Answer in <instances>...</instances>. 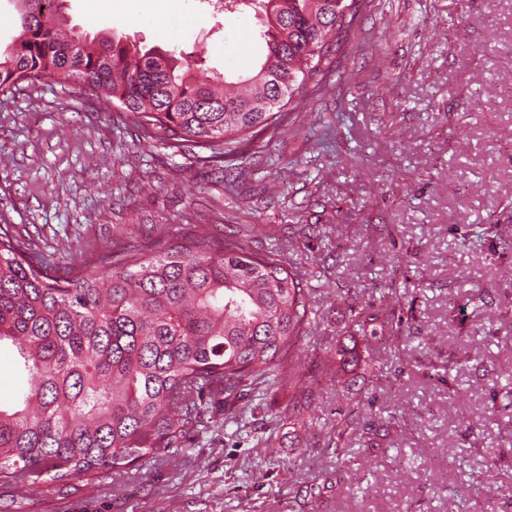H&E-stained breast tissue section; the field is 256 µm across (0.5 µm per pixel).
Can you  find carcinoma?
I'll use <instances>...</instances> for the list:
<instances>
[{"instance_id": "carcinoma-1", "label": "carcinoma", "mask_w": 512, "mask_h": 512, "mask_svg": "<svg viewBox=\"0 0 512 512\" xmlns=\"http://www.w3.org/2000/svg\"><path fill=\"white\" fill-rule=\"evenodd\" d=\"M21 32L0 52V98L32 77L75 82L127 112L178 151L209 152L232 167L238 145L278 129L281 110L324 77L354 35L366 0H250L263 16L261 59L232 91L218 74L197 77L171 52L143 48L109 30L69 24L65 0H16ZM281 90L275 91V83ZM95 267L42 259L0 226V342L16 348L28 386L0 408V487L124 473L179 447L220 396L293 368L311 325L312 298L296 267L251 249L241 236L161 240L151 254L102 257ZM386 320L355 314L364 340ZM358 343L336 345L354 366Z\"/></svg>"}]
</instances>
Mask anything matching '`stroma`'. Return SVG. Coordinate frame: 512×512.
I'll return each mask as SVG.
<instances>
[{
    "mask_svg": "<svg viewBox=\"0 0 512 512\" xmlns=\"http://www.w3.org/2000/svg\"><path fill=\"white\" fill-rule=\"evenodd\" d=\"M78 30L248 75L259 18L199 0H68ZM324 88L218 172L50 77L0 101V226L50 263L251 230L303 274L296 388L216 401L138 469L0 498L7 512H512V0H370ZM395 309L386 340L337 342ZM309 401L312 429L288 410ZM245 408V425L224 422ZM359 416L373 436L343 430ZM348 448L337 472L323 448ZM494 466L493 484L482 472Z\"/></svg>",
    "mask_w": 512,
    "mask_h": 512,
    "instance_id": "35a3bbf8",
    "label": "stroma"
}]
</instances>
